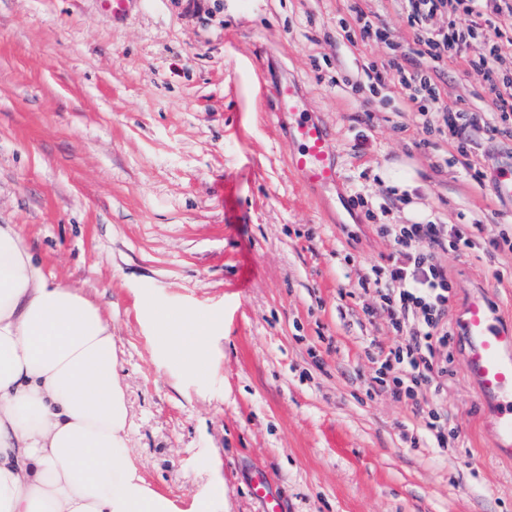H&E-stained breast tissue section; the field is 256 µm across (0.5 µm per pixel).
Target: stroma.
<instances>
[{
	"instance_id": "35a3bbf8",
	"label": "stroma",
	"mask_w": 512,
	"mask_h": 512,
	"mask_svg": "<svg viewBox=\"0 0 512 512\" xmlns=\"http://www.w3.org/2000/svg\"><path fill=\"white\" fill-rule=\"evenodd\" d=\"M347 8L127 0L116 15L106 0H0V224L111 324L133 463L179 512L214 481L215 512H258V468L284 512H512V459L494 451L465 369L442 401L458 447H409L418 420L364 387L367 345L392 335L381 319L357 325L348 295L392 250L375 225L402 221L401 207L370 219L351 202L387 195L385 164L413 162L434 217L487 240L512 226V200L470 173L512 163V142L482 136L470 166L447 137L423 143L416 113L340 85L389 55L337 41ZM288 80L331 132L337 184L288 169L292 120L272 95ZM442 86L452 108L494 110L462 62ZM444 262L452 315L481 290L512 319V260ZM144 295L213 323L207 380L161 367Z\"/></svg>"
}]
</instances>
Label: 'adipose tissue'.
Wrapping results in <instances>:
<instances>
[{
	"label": "adipose tissue",
	"instance_id": "1",
	"mask_svg": "<svg viewBox=\"0 0 512 512\" xmlns=\"http://www.w3.org/2000/svg\"><path fill=\"white\" fill-rule=\"evenodd\" d=\"M379 175L405 196L406 220L431 221L413 163ZM140 311L167 366L211 375L207 321L149 296ZM114 360L100 308L50 281L18 226L0 224V512H176L129 456Z\"/></svg>",
	"mask_w": 512,
	"mask_h": 512
}]
</instances>
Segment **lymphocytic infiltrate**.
I'll use <instances>...</instances> for the list:
<instances>
[{"instance_id": "f902f5d3", "label": "lymphocytic infiltrate", "mask_w": 512, "mask_h": 512, "mask_svg": "<svg viewBox=\"0 0 512 512\" xmlns=\"http://www.w3.org/2000/svg\"><path fill=\"white\" fill-rule=\"evenodd\" d=\"M412 40L396 42L391 28L360 0H351L347 17L338 19L340 41L354 45L384 43L391 57L382 68L370 69L368 90L396 85L399 102L414 108L422 132L433 137L448 132L454 147L468 155L473 131L512 140V68L507 67L504 44L512 35L493 26L496 17L512 20V0H399ZM478 52L463 55L470 44ZM462 59L476 75L495 106L492 120L473 112L444 106L436 76L441 64ZM381 237L393 244L384 262L366 267L354 285L365 300L362 318H382L395 335L394 342L373 343L368 355L371 373L367 396L389 394L419 419L438 447H454L458 431L440 405L455 375V332L450 310L455 288L444 263L447 255L462 258L478 250L480 242L471 224H381Z\"/></svg>"}]
</instances>
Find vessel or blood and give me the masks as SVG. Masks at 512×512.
<instances>
[{"label": "vessel or blood", "instance_id": "vessel-or-blood-1", "mask_svg": "<svg viewBox=\"0 0 512 512\" xmlns=\"http://www.w3.org/2000/svg\"><path fill=\"white\" fill-rule=\"evenodd\" d=\"M279 111L294 115L291 137L298 144L288 157L290 169L310 184L337 182L339 165L325 126L304 111L303 95L291 81L273 89ZM466 342L465 365L478 395L492 406L490 431L495 451L512 458V320L483 293L467 303L459 323Z\"/></svg>", "mask_w": 512, "mask_h": 512}]
</instances>
